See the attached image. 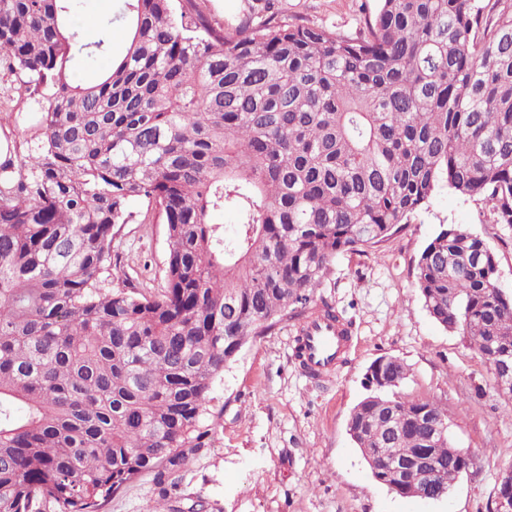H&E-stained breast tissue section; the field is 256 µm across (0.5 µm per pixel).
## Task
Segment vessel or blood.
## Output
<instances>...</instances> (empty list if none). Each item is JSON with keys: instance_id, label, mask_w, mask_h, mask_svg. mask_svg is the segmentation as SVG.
I'll return each instance as SVG.
<instances>
[{"instance_id": "obj_1", "label": "vessel or blood", "mask_w": 512, "mask_h": 512, "mask_svg": "<svg viewBox=\"0 0 512 512\" xmlns=\"http://www.w3.org/2000/svg\"><path fill=\"white\" fill-rule=\"evenodd\" d=\"M303 338L300 368L311 379L333 373L342 362L349 341L348 334L338 323L324 320L320 313L308 315L299 326Z\"/></svg>"}]
</instances>
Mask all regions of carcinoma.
<instances>
[{"mask_svg": "<svg viewBox=\"0 0 512 512\" xmlns=\"http://www.w3.org/2000/svg\"><path fill=\"white\" fill-rule=\"evenodd\" d=\"M0 0V56L38 105L27 173L0 162V512H99L140 472L211 446L210 393L250 339L319 312L342 253L391 237L442 185L512 226V0H380L348 37L251 9L215 28L191 0ZM130 37L112 62L115 22ZM98 67L73 79L75 58ZM145 204L165 225L163 285L117 269L116 229ZM231 208L234 236L214 220ZM429 315L512 367V293L460 226L416 262ZM375 359L347 431L388 458L428 451L449 489L447 407L399 391ZM396 420L397 432L390 431ZM121 3L120 0H83L80 13L84 19L93 20L110 12L115 14L119 10Z\"/></svg>", "mask_w": 512, "mask_h": 512, "instance_id": "cac0c4a2", "label": "carcinoma"}]
</instances>
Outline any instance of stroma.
I'll use <instances>...</instances> for the list:
<instances>
[{
	"mask_svg": "<svg viewBox=\"0 0 512 512\" xmlns=\"http://www.w3.org/2000/svg\"><path fill=\"white\" fill-rule=\"evenodd\" d=\"M289 21L353 36L379 9L378 0H273ZM41 139L37 104L0 58V152L16 162ZM114 242L120 268L144 288L163 282L165 227L145 206ZM462 226L482 238L512 292V227L497 224L479 200L448 187L435 193L389 240L337 257L319 297L350 328L352 345L330 379L307 378L293 358V328L284 324L247 342L211 392L217 417L211 447L191 454L180 472L174 512H496L498 477L512 466V395L500 392L485 364L458 333L435 322L415 288V264L441 229ZM403 361V393L448 407L453 444L478 456V475L459 477L440 502L403 498L373 477L347 433L365 396L367 367L378 357ZM157 471L140 473L99 512H149Z\"/></svg>",
	"mask_w": 512,
	"mask_h": 512,
	"instance_id": "stroma-1",
	"label": "stroma"
}]
</instances>
